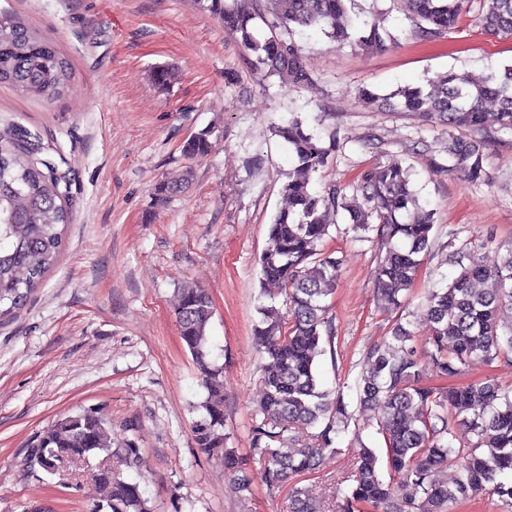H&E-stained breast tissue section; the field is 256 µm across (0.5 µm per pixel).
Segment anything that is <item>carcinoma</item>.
<instances>
[{"label": "carcinoma", "instance_id": "1", "mask_svg": "<svg viewBox=\"0 0 512 512\" xmlns=\"http://www.w3.org/2000/svg\"><path fill=\"white\" fill-rule=\"evenodd\" d=\"M422 38L440 37L461 27L469 0H400ZM224 27L241 34L242 49L255 63L294 86L314 82L294 34L318 28L342 45L381 48L394 39L381 24L382 15H350L347 0H198ZM271 18L270 34L262 35L256 20ZM476 26L486 33L512 38V0H483ZM68 63L56 47L25 24L0 18V83L33 96L53 100L68 89ZM362 103L394 107L439 126L493 133L512 131V65L481 80L450 71L424 85H404L389 95L363 89ZM492 102L496 110L486 109ZM287 145L294 166L282 191L289 207L269 227L268 245L260 258L261 283L280 290L288 315L261 305L253 329L257 350L265 355L263 394L253 429L252 459L269 492L288 489L290 512H321L296 486L315 472L326 452L338 453L334 435L348 427L350 415L341 398L321 387L315 359L321 344L333 343L332 319L325 303L332 295L340 259L324 247L330 215L344 214L356 232L374 230L380 248L374 282L382 304L397 312L409 301L421 266L432 248L434 212L420 204L411 186L410 169L400 164H373L352 185L334 183L322 191L310 187L339 148L337 132L328 140L314 135L299 119L275 127ZM208 128L182 145L189 159L211 153ZM31 134L18 124L0 125V317L23 308L42 285L64 246L70 211L61 181L25 144ZM448 168L477 182L486 178L487 155L474 141L448 143ZM448 285L430 291L414 319H396L390 340L364 355L367 367L358 382L359 405L374 413L382 447L360 445L350 472L352 485L337 497V512H454L479 494L497 496L512 508V389L492 377L459 387L426 386L421 358L411 344L409 326L429 327L426 358L434 375L456 377L475 362L490 365L512 360V248L487 265L463 245ZM213 303L206 289L180 290L176 318L181 339L196 365L207 397L194 422L195 447L217 456L233 477L234 490L248 492L251 478L244 460L225 447L223 366L209 358L207 326ZM466 431L457 438V430ZM103 453L96 466L99 498L92 512H148L139 484L126 481L110 466L113 458L127 470L140 463V448L128 440L112 448V419L93 407L59 417L29 440L26 463L50 475ZM453 466L458 477L438 480Z\"/></svg>", "mask_w": 512, "mask_h": 512}]
</instances>
